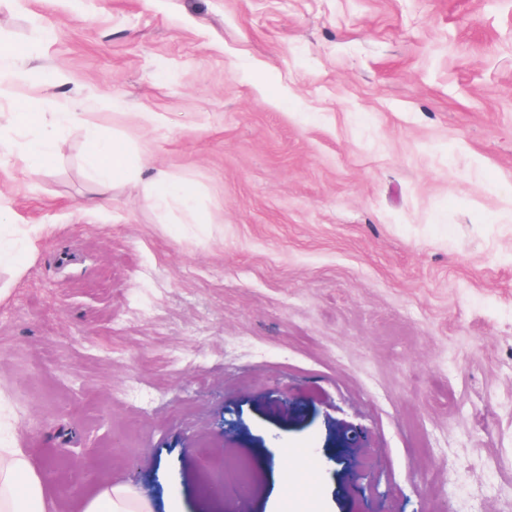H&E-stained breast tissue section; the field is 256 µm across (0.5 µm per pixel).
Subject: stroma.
Here are the masks:
<instances>
[{"mask_svg":"<svg viewBox=\"0 0 512 512\" xmlns=\"http://www.w3.org/2000/svg\"><path fill=\"white\" fill-rule=\"evenodd\" d=\"M1 40L212 218L6 133L0 414L52 512H512V0H0ZM145 199L155 208H166L171 203L180 204L193 217L192 224H208L209 216L200 212L193 191L173 177L161 176L142 186ZM243 483L248 484L252 490H258L261 486L260 473L246 460L224 463V487H235ZM81 512H153L149 502L142 499L125 483H109L86 498Z\"/></svg>","mask_w":512,"mask_h":512,"instance_id":"35a3bbf8","label":"stroma"}]
</instances>
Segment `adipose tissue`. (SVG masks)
Returning a JSON list of instances; mask_svg holds the SVG:
<instances>
[{
    "mask_svg": "<svg viewBox=\"0 0 512 512\" xmlns=\"http://www.w3.org/2000/svg\"><path fill=\"white\" fill-rule=\"evenodd\" d=\"M80 125L84 128L85 165L95 185L86 206L97 209L112 198L113 188L120 183L141 184L145 199L153 207L162 209L180 204L194 223H208L207 214L200 212L193 191L169 176L149 183L139 181L140 165L135 155L118 140L105 138L100 129L87 120L85 112L58 113L55 121L42 126L34 112L20 100L11 102L7 111L0 113V128L8 127L25 133L26 138L17 153L24 171L38 175L42 161L51 151L63 127ZM45 489L25 449L10 447L0 439V512H43ZM82 512H152L149 502L142 499L128 484H107L86 498Z\"/></svg>",
    "mask_w": 512,
    "mask_h": 512,
    "instance_id": "1",
    "label": "adipose tissue"
}]
</instances>
